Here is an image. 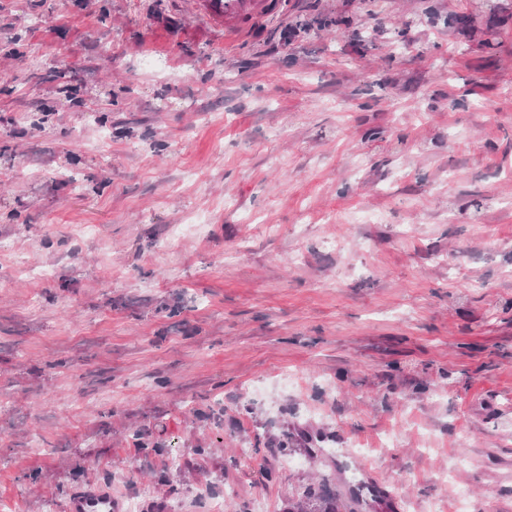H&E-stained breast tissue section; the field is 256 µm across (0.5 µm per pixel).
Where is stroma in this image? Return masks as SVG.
Instances as JSON below:
<instances>
[{
    "label": "stroma",
    "instance_id": "35a3bbf8",
    "mask_svg": "<svg viewBox=\"0 0 512 512\" xmlns=\"http://www.w3.org/2000/svg\"><path fill=\"white\" fill-rule=\"evenodd\" d=\"M312 483L512 512V0H0V512ZM209 17L224 25V37L237 39L274 16L279 0H203ZM67 512H116L112 493L98 487L87 488L74 495L67 504Z\"/></svg>",
    "mask_w": 512,
    "mask_h": 512
}]
</instances>
